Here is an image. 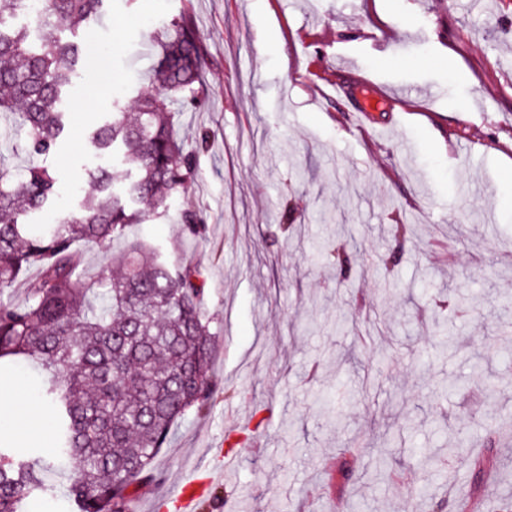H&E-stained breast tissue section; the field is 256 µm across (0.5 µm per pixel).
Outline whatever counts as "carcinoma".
Here are the masks:
<instances>
[{"mask_svg":"<svg viewBox=\"0 0 512 512\" xmlns=\"http://www.w3.org/2000/svg\"><path fill=\"white\" fill-rule=\"evenodd\" d=\"M106 3L0 4V112L25 127L34 158L56 153L68 131L64 93L87 69L79 30ZM19 11L29 15L38 45L28 42V30L7 26L3 14ZM203 67L190 21L172 20L158 87L138 98L136 122L126 121L117 100L115 112L88 128L99 155L123 167L122 178L106 165L90 169L96 193L56 224L36 232L24 223L57 196L53 172L33 163L13 177L0 168V291L19 285L25 295L21 303L0 300V370L25 361L37 371L52 454L70 475L77 512H129L175 422L206 416L214 404V346L196 271L179 268L159 246L132 241L112 256L124 274L104 270L90 283L77 273L74 253L79 243L110 251L145 221L143 201L165 211L168 194L193 182L194 161L175 134L171 105L200 100ZM181 220L190 234H205L194 208H184ZM32 268L37 276L29 278ZM46 468L41 454L24 458L0 446V512H22L28 497L50 491L40 477Z\"/></svg>","mask_w":512,"mask_h":512,"instance_id":"1","label":"carcinoma"}]
</instances>
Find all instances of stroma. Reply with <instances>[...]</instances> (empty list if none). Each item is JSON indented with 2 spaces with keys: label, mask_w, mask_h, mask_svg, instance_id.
Returning <instances> with one entry per match:
<instances>
[{
  "label": "stroma",
  "mask_w": 512,
  "mask_h": 512,
  "mask_svg": "<svg viewBox=\"0 0 512 512\" xmlns=\"http://www.w3.org/2000/svg\"><path fill=\"white\" fill-rule=\"evenodd\" d=\"M180 14L205 59L204 103L178 132L207 233L185 232L176 193L128 235L202 267L218 392L207 416L178 423L132 512L196 477L232 492L204 512H425L430 500L500 512L512 503L500 426L512 417V0H108L86 41L104 67L69 99L93 96L100 115L112 76L123 101L152 90L157 35ZM353 68L383 95L361 126L334 88ZM91 116L73 114L47 160L60 196L45 223L92 189ZM0 164H29L8 114ZM335 245L351 261L342 278L322 257ZM440 290L474 303L447 319L459 348L445 355ZM477 359L486 380L471 375ZM231 431L252 445L229 447ZM386 432L403 445L374 482ZM452 434L464 460L445 454Z\"/></svg>",
  "instance_id": "1"
}]
</instances>
